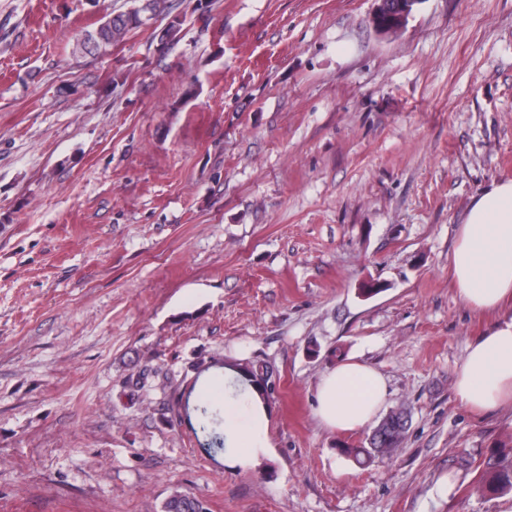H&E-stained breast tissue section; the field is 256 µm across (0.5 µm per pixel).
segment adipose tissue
<instances>
[{
  "instance_id": "1",
  "label": "adipose tissue",
  "mask_w": 512,
  "mask_h": 512,
  "mask_svg": "<svg viewBox=\"0 0 512 512\" xmlns=\"http://www.w3.org/2000/svg\"><path fill=\"white\" fill-rule=\"evenodd\" d=\"M458 296L470 309L492 314L512 301V180L477 196L459 225L449 259ZM204 394L224 421V463L251 470L268 456L270 412L259 391L240 374L210 375ZM457 399L474 411L512 403V318L497 320L468 348L454 377ZM387 388L369 364L347 359L322 373L315 415L339 431L363 428L382 407Z\"/></svg>"
}]
</instances>
